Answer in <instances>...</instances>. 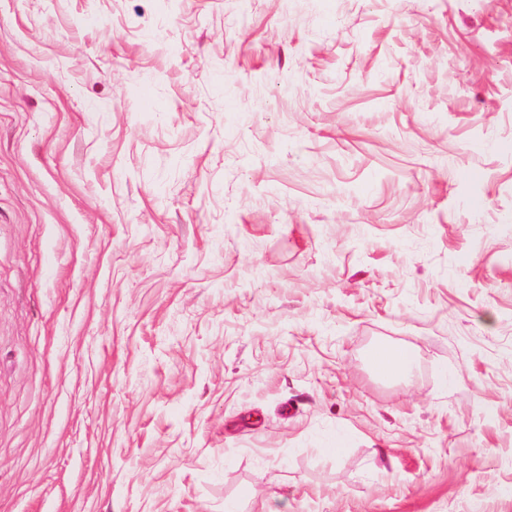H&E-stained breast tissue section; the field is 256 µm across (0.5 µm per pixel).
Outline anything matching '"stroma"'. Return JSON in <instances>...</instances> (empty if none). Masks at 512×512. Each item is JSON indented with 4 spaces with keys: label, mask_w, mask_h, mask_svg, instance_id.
Returning <instances> with one entry per match:
<instances>
[{
    "label": "stroma",
    "mask_w": 512,
    "mask_h": 512,
    "mask_svg": "<svg viewBox=\"0 0 512 512\" xmlns=\"http://www.w3.org/2000/svg\"><path fill=\"white\" fill-rule=\"evenodd\" d=\"M0 512H512V0H0Z\"/></svg>",
    "instance_id": "stroma-1"
}]
</instances>
